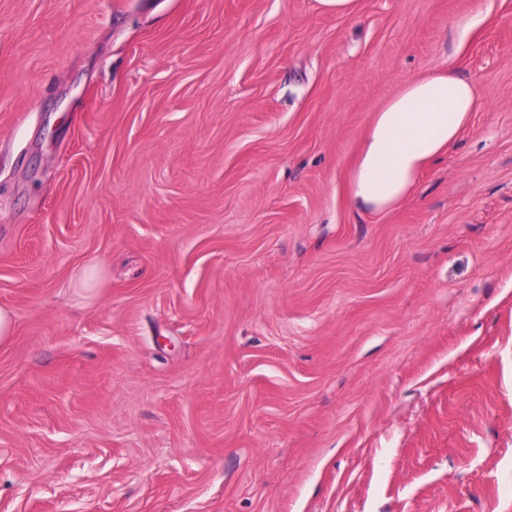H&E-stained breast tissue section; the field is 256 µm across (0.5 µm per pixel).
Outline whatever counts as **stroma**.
<instances>
[{"label":"stroma","mask_w":512,"mask_h":512,"mask_svg":"<svg viewBox=\"0 0 512 512\" xmlns=\"http://www.w3.org/2000/svg\"><path fill=\"white\" fill-rule=\"evenodd\" d=\"M0 306V512H512V0H0ZM479 106L475 86L451 69L404 85L375 113L362 142L352 208L380 213L406 199L419 173L448 151Z\"/></svg>","instance_id":"stroma-1"}]
</instances>
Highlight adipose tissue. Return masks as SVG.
<instances>
[{
	"label": "adipose tissue",
	"mask_w": 512,
	"mask_h": 512,
	"mask_svg": "<svg viewBox=\"0 0 512 512\" xmlns=\"http://www.w3.org/2000/svg\"><path fill=\"white\" fill-rule=\"evenodd\" d=\"M479 106L475 86L451 70L404 85L375 113L362 142L352 208L380 213L406 199L419 173L448 151Z\"/></svg>",
	"instance_id": "obj_1"
}]
</instances>
